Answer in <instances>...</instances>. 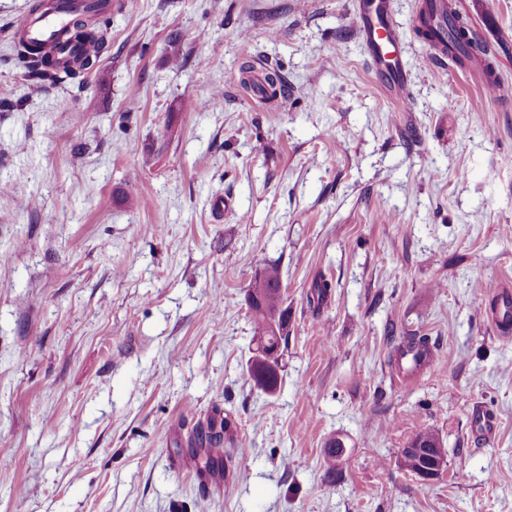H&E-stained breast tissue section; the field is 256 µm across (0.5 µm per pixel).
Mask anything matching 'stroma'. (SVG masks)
Listing matches in <instances>:
<instances>
[{
  "mask_svg": "<svg viewBox=\"0 0 512 512\" xmlns=\"http://www.w3.org/2000/svg\"><path fill=\"white\" fill-rule=\"evenodd\" d=\"M31 2L0 0V512H512V333L490 322L512 292V0H453L485 48L465 69L430 62L422 0H389L408 112L356 0H112L81 90L16 59ZM247 60L277 99L240 87ZM273 264L269 395L246 298ZM413 334L434 360L403 380ZM217 413L242 483L197 469ZM427 429L431 480L402 458ZM282 276L278 266L268 265L256 277L248 291L247 302L253 315V329L257 348L249 364V373L256 385L266 393H275L279 382V358L282 342L286 343L288 310L282 308ZM253 290L258 295L253 296ZM266 349L278 350L279 356L272 363L267 359ZM410 446L413 448H404L403 458L404 463L413 473L421 478L429 479L442 469L444 462H441L438 458H434L432 466L428 468V471L420 465L421 457L427 455L421 448L434 449L435 453L440 454L442 457L443 453L445 454L444 448H442V442L435 433L428 430L418 433L411 440ZM417 446L420 447L417 448Z\"/></svg>",
  "mask_w": 512,
  "mask_h": 512,
  "instance_id": "obj_1",
  "label": "stroma"
}]
</instances>
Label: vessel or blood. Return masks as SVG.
I'll return each mask as SVG.
<instances>
[{
    "label": "vessel or blood",
    "mask_w": 512,
    "mask_h": 512,
    "mask_svg": "<svg viewBox=\"0 0 512 512\" xmlns=\"http://www.w3.org/2000/svg\"><path fill=\"white\" fill-rule=\"evenodd\" d=\"M81 6L82 0H56L53 8L42 15L21 16L14 31L27 41L52 50L60 61L71 62L85 48L69 42L63 29L71 12ZM357 29L376 79L390 92L401 111H410L409 82L398 51L400 36L390 19L388 0H360Z\"/></svg>",
    "instance_id": "vessel-or-blood-1"
}]
</instances>
